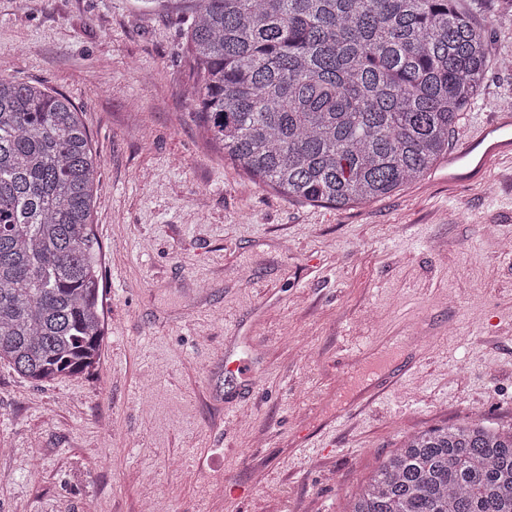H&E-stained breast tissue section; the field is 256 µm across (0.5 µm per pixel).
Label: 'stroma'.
Returning a JSON list of instances; mask_svg holds the SVG:
<instances>
[{"label":"stroma","mask_w":512,"mask_h":512,"mask_svg":"<svg viewBox=\"0 0 512 512\" xmlns=\"http://www.w3.org/2000/svg\"><path fill=\"white\" fill-rule=\"evenodd\" d=\"M460 6L491 62L452 155L512 105V0ZM194 10L0 0V77L66 95L102 162L106 332L83 374L0 365V512H344L406 437L512 428V157L352 207L288 200L192 116ZM366 352L415 365L338 405Z\"/></svg>","instance_id":"stroma-1"}]
</instances>
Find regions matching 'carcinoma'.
<instances>
[{
	"instance_id": "1",
	"label": "carcinoma",
	"mask_w": 512,
	"mask_h": 512,
	"mask_svg": "<svg viewBox=\"0 0 512 512\" xmlns=\"http://www.w3.org/2000/svg\"><path fill=\"white\" fill-rule=\"evenodd\" d=\"M188 39L196 117L224 158L337 207L427 174L488 67L459 0H199ZM100 169L67 96L0 78V362L32 381L100 360ZM345 512H512V431L413 435Z\"/></svg>"
}]
</instances>
